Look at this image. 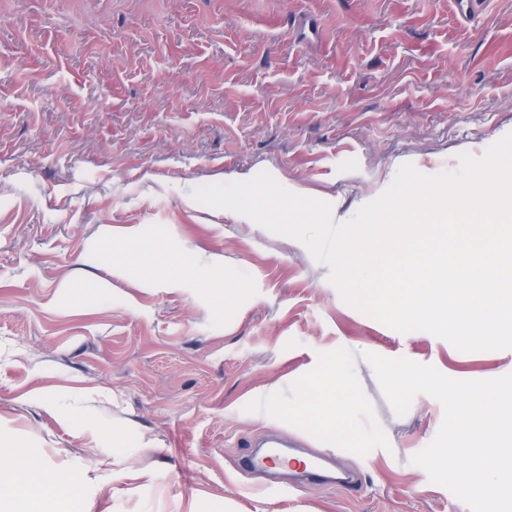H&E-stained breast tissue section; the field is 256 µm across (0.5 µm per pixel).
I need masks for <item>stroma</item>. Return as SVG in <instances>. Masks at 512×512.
<instances>
[{
	"instance_id": "35a3bbf8",
	"label": "stroma",
	"mask_w": 512,
	"mask_h": 512,
	"mask_svg": "<svg viewBox=\"0 0 512 512\" xmlns=\"http://www.w3.org/2000/svg\"><path fill=\"white\" fill-rule=\"evenodd\" d=\"M511 132L512 0H0V447L76 476L50 512H469L412 462L442 405L397 414L362 355L481 380L512 349L393 330L191 192L266 171L342 222ZM328 369L348 448L301 403ZM265 435L355 489L279 498L237 468Z\"/></svg>"
}]
</instances>
